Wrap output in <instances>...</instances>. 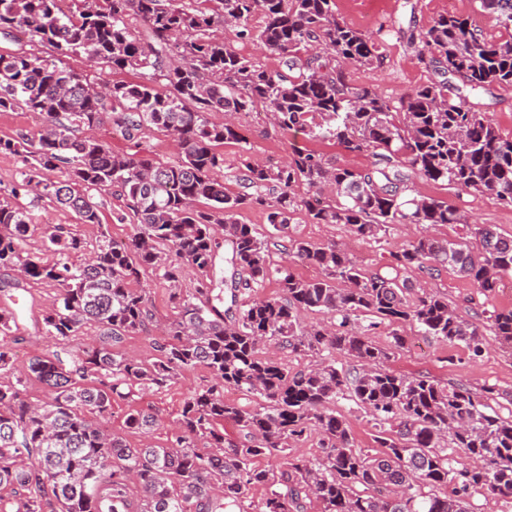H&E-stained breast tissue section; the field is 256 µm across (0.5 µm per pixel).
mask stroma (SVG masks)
Returning <instances> with one entry per match:
<instances>
[{
  "instance_id": "obj_1",
  "label": "stroma",
  "mask_w": 512,
  "mask_h": 512,
  "mask_svg": "<svg viewBox=\"0 0 512 512\" xmlns=\"http://www.w3.org/2000/svg\"><path fill=\"white\" fill-rule=\"evenodd\" d=\"M460 15L469 19L473 27L491 41L508 38L511 33L499 27L492 15L483 12L478 0H336V17L342 24L373 36L382 43L383 59L371 69L347 68L346 74L352 84L374 88L391 104L414 89L434 79L435 74L428 64L422 62L411 43L413 34L428 26L442 15ZM471 103L508 136H512V86L496 85L471 96ZM236 122L248 129L250 149L248 161L268 165L285 161L298 149H315L323 153L329 162L348 168H366L371 158L365 154H351L340 146L308 139L302 133L287 131L274 133L265 114H240ZM415 194L433 197L465 212L475 224H493L501 232L512 235V207L503 206L493 195L460 191L449 186L434 184L422 179L413 182ZM100 204V226L81 224L74 215L55 204L43 200L33 210L36 227L27 237L24 249L32 257L49 261L51 253L45 249L42 225L62 224L82 239L86 247L96 244L100 230H107L115 242H125L133 232L131 224L115 223L112 215L123 207L124 202L106 192L97 193ZM293 232L317 244L336 242L349 247L366 269H375L385 263L389 251H395L419 236L438 239H454L463 235L462 227L456 225L422 224L419 226L397 224L390 228L383 244H376L356 237L348 226L342 224H312L304 216H297ZM410 280L415 287L434 288L447 296L449 306L460 316L478 325L484 335V354L471 358L464 344H446L422 335L410 323L399 324L396 330L405 337L404 349L391 358L389 367L401 374H423L444 384H464L473 389L494 386L497 397L494 409L504 417L512 415V348L502 344L494 336L486 320L487 311L512 308V278L504 279L501 288L490 295L481 294L470 280L457 275L453 270L441 272L437 278H429L420 271H412ZM55 289L43 282L30 284L26 290L15 294L0 293V307L7 305L18 316L21 338L15 348L16 369H24L31 358L43 355L55 346L52 337L42 329V317L50 307ZM390 325L381 326L374 336L380 346L391 340ZM211 375L200 367L182 376L175 384L148 391L143 404L153 406L162 422L153 431L150 441L155 445L165 444L169 431L167 422L181 410L187 396L208 384Z\"/></svg>"
}]
</instances>
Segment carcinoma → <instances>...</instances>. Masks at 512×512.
Wrapping results in <instances>:
<instances>
[{"label":"carcinoma","mask_w":512,"mask_h":512,"mask_svg":"<svg viewBox=\"0 0 512 512\" xmlns=\"http://www.w3.org/2000/svg\"><path fill=\"white\" fill-rule=\"evenodd\" d=\"M0 0V35L14 33L50 46L40 57L0 52V112L17 109L42 118L35 136L0 137V153L21 158L23 169L0 196V268L16 271L0 288L30 281L56 287L43 330L63 347L33 358L14 373L15 313L0 309V512H306L315 499L323 512H473L482 492L512 502V416L491 409L495 387L474 390L427 376L407 377L386 367L405 339L391 347L369 339L382 323L411 322L440 342H462L482 356L480 328L453 311L433 289L412 288L406 273L430 277L452 269L484 294L512 277V236L494 225L469 228L448 203L412 194L415 177L490 193L512 206V137L503 135L468 97L493 85L512 86V38L489 42L465 18L441 15L418 36V56L437 79L393 106L375 89L349 83L343 65L381 62V44L340 23L335 0H215L208 12L183 0ZM497 24L512 29V0H480ZM262 18L255 28L254 16ZM138 17L146 34L131 31ZM231 24L277 56L270 71L239 55L217 28ZM74 55L138 72L135 82L95 83L69 66ZM262 107L275 129L333 141L369 153L366 169L333 166L310 149L280 165L242 160L239 191L227 192L214 173L224 168L218 147L234 143L247 154L248 137L233 122H211L212 111L248 113ZM109 120L131 142L114 152L88 131ZM170 134L181 154L174 166L140 154L139 133ZM56 172L50 179L46 173ZM306 186L303 197L295 188ZM125 200L114 219L133 224L125 244L101 232L93 257L71 255L84 242L66 227H50L52 263L25 255L33 214L19 204L31 194L71 211L81 224L100 223L95 193ZM257 207L270 231L259 234L239 219ZM302 212L312 224H345L380 242L394 224H462L479 242L421 236L373 271L335 242L317 245L291 230ZM227 246L230 277H216ZM280 260H273V255ZM293 258L321 270L302 279ZM199 280L195 291L174 288L178 260ZM150 268L173 286L177 318L154 339L156 355L142 362L122 353L125 337L154 319L147 294L128 287ZM274 283L277 298L257 296ZM311 312L320 319L301 321ZM512 343V308L487 317ZM87 325L100 330L93 349L70 345ZM274 344L314 364L294 370L262 354ZM354 362L336 367L335 354ZM203 366L212 382L185 400L167 443L132 448L125 438L89 419L111 414L112 400L134 405L125 424L149 435L158 424L150 408L135 406L144 390L171 385ZM49 391L34 406L30 380ZM255 397L256 405L224 401V389ZM351 397L370 417L380 451L356 447L350 428L331 408ZM241 433L224 437V424ZM315 431L320 455L290 456L293 444ZM473 460L459 466L458 451ZM282 460L258 469L253 459ZM265 489L254 502L251 492Z\"/></svg>","instance_id":"carcinoma-1"}]
</instances>
